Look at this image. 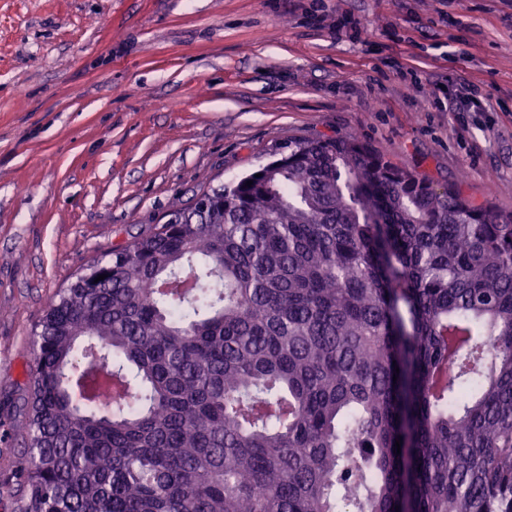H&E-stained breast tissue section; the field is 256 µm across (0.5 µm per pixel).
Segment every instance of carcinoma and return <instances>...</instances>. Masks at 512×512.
Returning <instances> with one entry per match:
<instances>
[{"label": "carcinoma", "instance_id": "obj_1", "mask_svg": "<svg viewBox=\"0 0 512 512\" xmlns=\"http://www.w3.org/2000/svg\"><path fill=\"white\" fill-rule=\"evenodd\" d=\"M272 156L51 301L20 512H512V213L352 135Z\"/></svg>", "mask_w": 512, "mask_h": 512}]
</instances>
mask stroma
I'll return each instance as SVG.
<instances>
[{"label":"stroma","mask_w":512,"mask_h":512,"mask_svg":"<svg viewBox=\"0 0 512 512\" xmlns=\"http://www.w3.org/2000/svg\"><path fill=\"white\" fill-rule=\"evenodd\" d=\"M347 134L512 211V0H0V512L57 290L276 146Z\"/></svg>","instance_id":"stroma-1"}]
</instances>
